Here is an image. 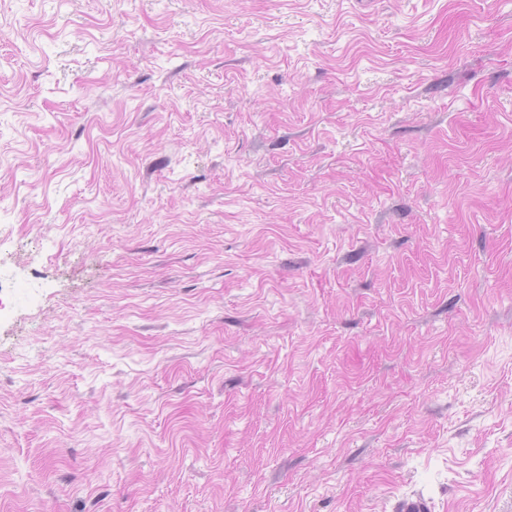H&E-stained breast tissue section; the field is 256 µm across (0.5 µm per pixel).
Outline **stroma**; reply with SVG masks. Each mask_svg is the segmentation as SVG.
Listing matches in <instances>:
<instances>
[{"instance_id": "obj_1", "label": "stroma", "mask_w": 512, "mask_h": 512, "mask_svg": "<svg viewBox=\"0 0 512 512\" xmlns=\"http://www.w3.org/2000/svg\"><path fill=\"white\" fill-rule=\"evenodd\" d=\"M0 512H512V0H0Z\"/></svg>"}]
</instances>
